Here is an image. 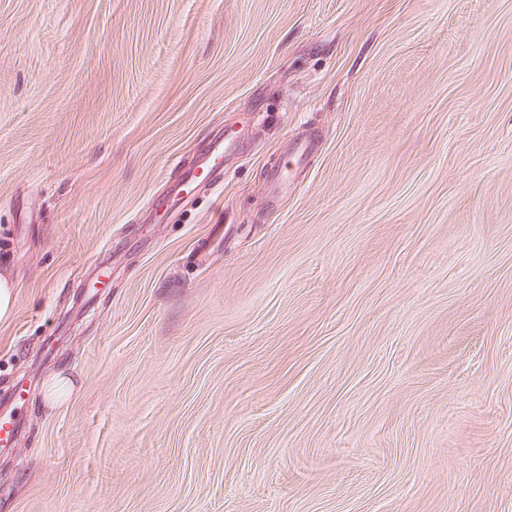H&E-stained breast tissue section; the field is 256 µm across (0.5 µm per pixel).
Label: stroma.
<instances>
[{"label": "stroma", "instance_id": "stroma-1", "mask_svg": "<svg viewBox=\"0 0 512 512\" xmlns=\"http://www.w3.org/2000/svg\"><path fill=\"white\" fill-rule=\"evenodd\" d=\"M2 270L0 512H512V0H0ZM243 150V144L238 138L224 137V132L215 135L211 141V148L207 155L203 156L197 163L194 169L187 171L186 180L184 184L172 196H154L150 202L149 207L152 212H157L159 209L170 210L175 201H183L190 194L185 188L186 186L201 176L209 177L214 182L221 178L224 173V159L229 155H234ZM16 284L0 272V321L12 317L16 303Z\"/></svg>", "mask_w": 512, "mask_h": 512}]
</instances>
